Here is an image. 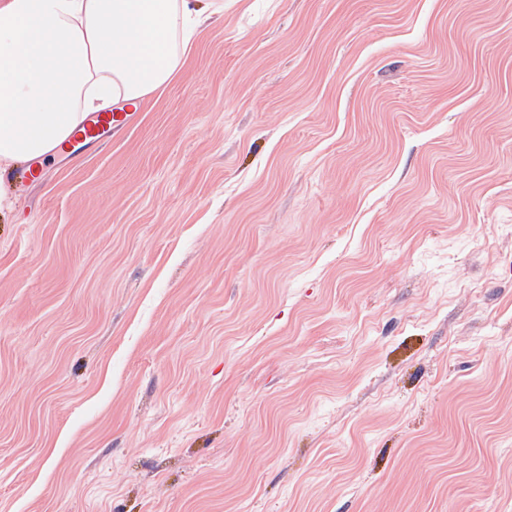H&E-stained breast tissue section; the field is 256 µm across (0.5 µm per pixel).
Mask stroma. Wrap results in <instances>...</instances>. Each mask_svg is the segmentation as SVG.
<instances>
[{
	"label": "stroma",
	"mask_w": 512,
	"mask_h": 512,
	"mask_svg": "<svg viewBox=\"0 0 512 512\" xmlns=\"http://www.w3.org/2000/svg\"><path fill=\"white\" fill-rule=\"evenodd\" d=\"M223 2L0 174V512H512V0Z\"/></svg>",
	"instance_id": "stroma-1"
}]
</instances>
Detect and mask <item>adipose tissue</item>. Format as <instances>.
I'll return each mask as SVG.
<instances>
[{
	"mask_svg": "<svg viewBox=\"0 0 512 512\" xmlns=\"http://www.w3.org/2000/svg\"><path fill=\"white\" fill-rule=\"evenodd\" d=\"M195 13L196 0H0V171L166 85Z\"/></svg>",
	"mask_w": 512,
	"mask_h": 512,
	"instance_id": "obj_1",
	"label": "adipose tissue"
}]
</instances>
